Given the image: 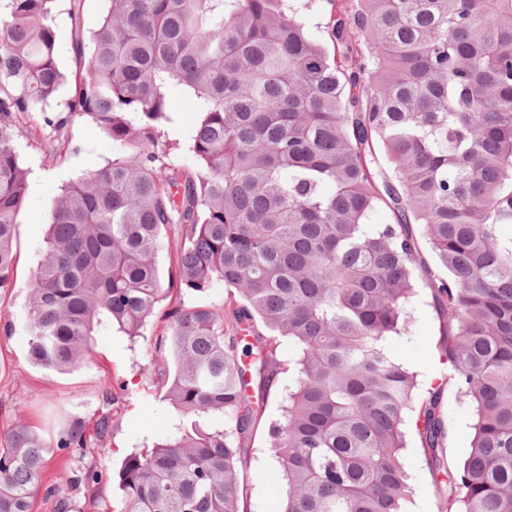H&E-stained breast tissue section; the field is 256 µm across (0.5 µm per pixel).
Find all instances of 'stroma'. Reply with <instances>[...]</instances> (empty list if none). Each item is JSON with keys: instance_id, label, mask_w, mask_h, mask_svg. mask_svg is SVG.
<instances>
[{"instance_id": "stroma-1", "label": "stroma", "mask_w": 512, "mask_h": 512, "mask_svg": "<svg viewBox=\"0 0 512 512\" xmlns=\"http://www.w3.org/2000/svg\"><path fill=\"white\" fill-rule=\"evenodd\" d=\"M71 0H55L54 27L58 62L68 81L50 105L62 109L74 92L79 70L72 51L75 26L92 31L106 12L104 0H81V17L73 19ZM66 147L49 157L27 132H20L16 145L20 160L30 171L29 204L15 228L17 256L16 283L0 292V434L15 417L25 418L44 435H54L65 417L78 416L93 422L106 408L99 399L102 389L125 384L128 394L109 410L115 425L103 445L88 448L87 456L105 472H117L131 452L151 447L167 424L171 409L161 401L158 387L146 370L151 345L164 326L162 311H155L141 335L129 336L104 331L95 336L90 362L61 373L30 364L26 359V299L38 262V248L47 229V204L62 186L84 171L102 166L112 157V144L95 124L74 120L66 132ZM405 330L393 336L387 349L392 357L416 376V397H423L440 383L448 371L440 359V346L447 328L437 313L432 293L423 275L415 277V293L407 309ZM290 374H282L272 390L264 421L259 424L246 457L247 479L241 506L244 512H281L283 474L266 451L267 424L280 416L281 392ZM443 409L449 423L447 455L452 462L465 459L474 423L471 405L455 392L443 394ZM46 473L68 495L75 512H88L90 505L83 485L69 467L67 452L52 450ZM401 460L408 474L410 499L407 512H440V501L429 472L414 424L405 428V448Z\"/></svg>"}]
</instances>
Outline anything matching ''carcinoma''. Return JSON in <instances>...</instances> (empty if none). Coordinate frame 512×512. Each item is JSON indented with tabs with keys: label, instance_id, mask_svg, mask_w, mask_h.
Wrapping results in <instances>:
<instances>
[{
	"label": "carcinoma",
	"instance_id": "carcinoma-1",
	"mask_svg": "<svg viewBox=\"0 0 512 512\" xmlns=\"http://www.w3.org/2000/svg\"><path fill=\"white\" fill-rule=\"evenodd\" d=\"M52 2L0 0V290L16 277L29 198L17 116H42L33 136L46 149L91 120L112 159L48 207L27 354L73 369L99 327L137 336L167 302L151 365L174 417L163 441L122 461L118 512H242L247 444L287 369L267 443L282 512H404L410 413L441 512H512V0H328L331 55L284 0H107L99 26L75 32L78 87L51 118L65 81ZM179 95L198 119L172 141L162 127ZM381 204L393 223H369ZM172 233L163 280L156 257ZM419 269L448 325V377L417 403L385 342ZM219 284L230 310L185 303ZM283 339L296 348L287 362ZM446 387L476 415L455 468ZM90 436L76 417L52 439L15 420L0 512H32L39 497L73 512L44 485L47 455ZM83 470L93 498L108 477Z\"/></svg>",
	"mask_w": 512,
	"mask_h": 512
}]
</instances>
